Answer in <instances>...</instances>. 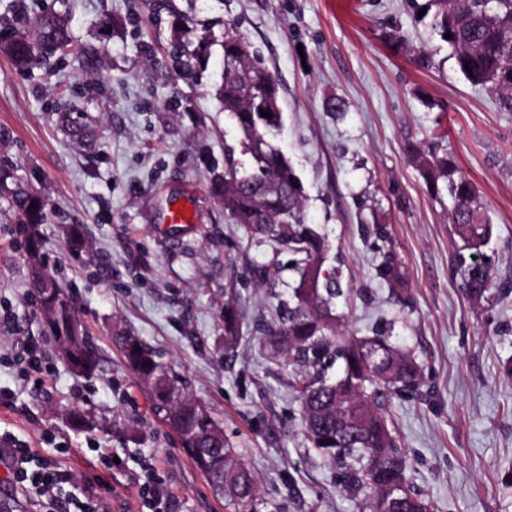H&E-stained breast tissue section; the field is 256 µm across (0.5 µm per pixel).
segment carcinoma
<instances>
[{
    "label": "carcinoma",
    "mask_w": 512,
    "mask_h": 512,
    "mask_svg": "<svg viewBox=\"0 0 512 512\" xmlns=\"http://www.w3.org/2000/svg\"><path fill=\"white\" fill-rule=\"evenodd\" d=\"M433 26L455 52L456 64L473 84L487 85L501 95V105L512 111V0H434ZM451 37H446V34ZM178 64L189 72L192 61L206 50L191 22L174 33ZM247 41L234 29L224 33V113L240 135L243 161H229L220 193L224 212L244 225L251 237L273 238L291 254L298 275L291 300L277 324L262 329L260 339L300 367L295 392L302 402L304 431L312 448L336 461L349 458L345 471L349 486L364 495V506L374 512L378 499L392 487L406 484L407 456L398 450L383 413L388 396L414 388L419 367L383 336H343L337 331L336 298L343 294L336 269L324 267L327 245L306 224L302 187L288 158L273 143L283 122L280 86L262 65L245 55ZM4 49L20 67L42 57L77 53L86 66L96 58L90 48H74L68 25L59 15L34 12ZM472 72H467V68ZM271 117L261 116V111ZM433 182L443 181L450 199L448 211L459 238L460 258L477 255L492 236V224L478 202L472 183L448 157H418ZM45 199L18 180L11 168L0 165V213L19 216L27 256L28 282L36 303L55 289L53 321L59 335H68L75 314L72 297L55 277L35 264H46L38 227L45 217ZM466 292L482 299L488 292L489 272L482 266H464ZM113 336L132 379L146 395L154 415L175 433L181 448L224 495L230 512H270L271 503L259 498L251 469L241 462L218 424L201 404L189 405L188 382L143 342ZM237 317L224 311V350L238 340ZM343 360L342 375L334 381L319 372L329 352ZM401 512H429L428 503L410 490Z\"/></svg>",
    "instance_id": "obj_1"
}]
</instances>
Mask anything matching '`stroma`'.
<instances>
[{
	"instance_id": "35a3bbf8",
	"label": "stroma",
	"mask_w": 512,
	"mask_h": 512,
	"mask_svg": "<svg viewBox=\"0 0 512 512\" xmlns=\"http://www.w3.org/2000/svg\"><path fill=\"white\" fill-rule=\"evenodd\" d=\"M429 0H0V40L24 15L66 18L96 69L56 56L22 70L0 52V163L49 199L40 231L47 264L71 292L96 346L95 375L74 374L46 335L27 285L22 238L0 215V436L29 445L83 501L86 476H107L102 512H152L146 475L176 512H225L224 499L150 411L112 341L115 330L161 351L224 430L277 512H361L363 496L312 449L294 370L255 328L287 299L294 274L277 242L249 237L214 192L238 134L216 94L224 29L233 26L276 78L285 125L277 144L303 186L308 223L341 269L344 331L388 337L420 381L385 406L408 456L406 479L430 512H512V112L472 85L431 27ZM209 42L205 67L181 75L167 44L184 20ZM345 103L343 112L327 107ZM76 125L96 136H72ZM448 156L493 224L477 261L490 298L465 291L448 196L415 154ZM193 187L196 221L164 224ZM84 231L81 254L68 226ZM405 274L390 288L380 267ZM277 265L275 284L260 280ZM240 333L224 349V308ZM44 368L26 379L27 344ZM90 424L72 426L74 409Z\"/></svg>"
}]
</instances>
